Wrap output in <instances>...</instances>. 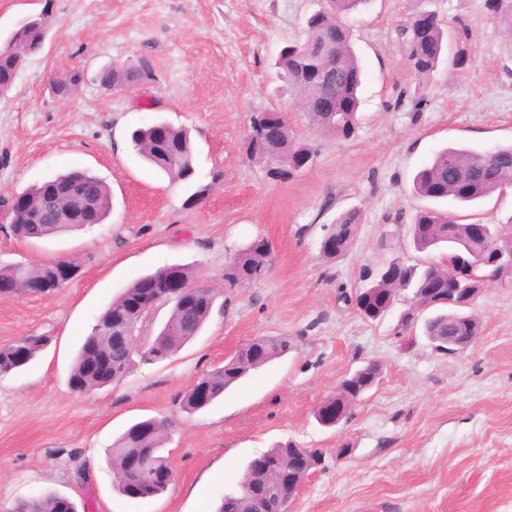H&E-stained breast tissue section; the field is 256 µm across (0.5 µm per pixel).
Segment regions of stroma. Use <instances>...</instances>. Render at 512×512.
Segmentation results:
<instances>
[{
	"label": "stroma",
	"mask_w": 512,
	"mask_h": 512,
	"mask_svg": "<svg viewBox=\"0 0 512 512\" xmlns=\"http://www.w3.org/2000/svg\"><path fill=\"white\" fill-rule=\"evenodd\" d=\"M317 0H0V36L49 10L43 51L27 58L0 97V198L74 168L104 179L106 223L24 243L0 219V263L77 258L79 276L53 292L0 299V346L33 335L50 343L22 370L0 377V512L47 491L79 512H214L238 490L249 461L290 441L322 452L291 512H512V278L486 283L472 307L481 324L462 352L436 351L429 313L400 327L410 302L362 317L347 295L361 274L391 258L438 262L411 248L394 221L423 207L417 170L447 146L512 144V41L484 0H370L353 13L363 67L354 136L316 131L278 78L280 50L301 38ZM431 9L466 60L426 82L408 69L396 28ZM144 65L133 86L100 82L113 63ZM79 70L67 98L51 74ZM288 114L312 163L287 178L250 156L249 118ZM165 121L186 129L198 154L194 184L169 183L134 153L135 129ZM359 215L347 252L326 258L325 225ZM273 262L266 277L216 304L192 342L169 359L136 363L117 385L89 395L68 376L97 315L139 276L191 265L218 287L224 263L255 238ZM257 336H285L287 355L251 371L201 411L178 397ZM367 362L376 385L332 428L320 404ZM168 418L163 453L176 471L161 496L118 493L108 450L133 423Z\"/></svg>",
	"instance_id": "stroma-1"
}]
</instances>
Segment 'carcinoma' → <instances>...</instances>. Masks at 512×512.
Instances as JSON below:
<instances>
[{
  "mask_svg": "<svg viewBox=\"0 0 512 512\" xmlns=\"http://www.w3.org/2000/svg\"><path fill=\"white\" fill-rule=\"evenodd\" d=\"M365 0H330L326 7L312 13L304 27V37L284 48L277 60L276 68L281 78L297 94L298 106L309 117L312 125L338 137H351L356 128L360 106L359 92L362 85V66L352 47V31L343 16L354 11ZM485 8L492 18L507 32L512 33V0H485ZM397 37L405 48L406 60L411 72L419 79H427L438 69L445 50L448 49L449 32L444 21L420 26L410 17L399 24ZM336 44V70L333 83L336 90V111L321 107L326 96L320 81L323 72V57L328 43ZM45 39L36 29L23 34L19 49L9 57L0 59V94L6 95L26 58L43 51ZM144 76L138 66L124 72L108 71L104 81L110 85H130ZM83 76L78 72H64L52 78L54 92L67 98L71 96ZM250 122L284 125V137L273 145L250 143L253 157L267 164L270 173L286 176L308 166L313 153L308 145L293 140L290 135L288 115L285 112L262 111L254 113ZM133 149L148 165L165 175L172 184H186L195 175L196 156L188 132L173 125L168 126L163 139L154 137L152 128L133 132ZM484 150L449 146L438 151L432 160L421 168L413 179L414 193L434 202L418 210L410 219V238L419 252L437 250L452 240L468 237V226L464 211L470 209L491 194L512 187V145L496 147V161L491 166L483 162ZM85 190L92 204L90 217L80 222L61 219V213L73 205L72 193ZM32 208L36 212L35 223L21 222L10 225L18 240L34 242L79 230L91 224H102L112 211V196L108 184L99 176L75 169L57 174L52 179L27 190ZM359 223L354 212L346 214L341 221L331 225L330 232L349 243L355 236ZM272 265V252L263 248L258 240L249 242L233 258V264L224 268V289L231 291L262 278ZM184 279L194 287L192 300L163 299L162 305L171 306L169 316L153 339H142L147 326L146 313L137 311L140 298V280H135L114 298L102 311L101 316L112 314L114 320L130 323L138 347L130 349L109 342V337L98 327H92L85 336L72 363L68 384L78 393H88L116 384L130 373L134 356L145 362L165 360L180 351L200 334L212 312L219 291L196 283L195 272L189 265L181 266ZM53 266L48 263L28 265L11 263L0 265V278H12L21 284L29 281H46L52 278ZM365 287L376 292H398L409 290L416 303L431 305L436 314L426 320L424 334L441 351L444 345L439 340L448 336H477L480 323L469 309L461 310L445 304L448 300V273L431 264L420 267L399 264V272L387 278L382 270L365 275ZM51 341L47 335H29L17 344L27 349V357L19 360L13 353L14 345L0 347V375L18 371L32 362L38 353ZM262 357L251 360L246 353L230 357L224 366L203 374L197 384L209 388V403L224 396V392L256 370L288 353V339L264 337L260 343ZM380 375L379 366L368 363L361 372L348 378L347 401L357 399L367 379ZM141 423L131 425L110 449V462L115 472L124 469L126 460L132 455L142 456L144 473L149 479L138 475L133 485L138 492L152 497L159 496L173 484L168 478V457L162 449L166 440L167 426L159 420L154 434L139 440L136 433ZM263 497L267 512H276L277 500L288 496V490L280 487L270 474L256 471L248 466L240 482V491L224 495L216 512H250L251 496ZM12 512H78L76 504L65 502L60 495L45 493L18 503Z\"/></svg>",
  "mask_w": 512,
  "mask_h": 512,
  "instance_id": "1",
  "label": "carcinoma"
}]
</instances>
